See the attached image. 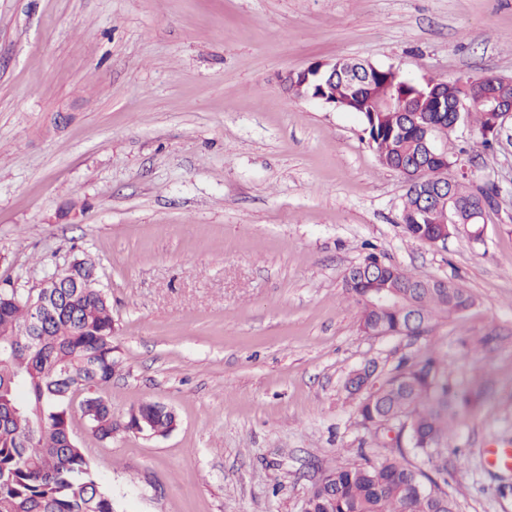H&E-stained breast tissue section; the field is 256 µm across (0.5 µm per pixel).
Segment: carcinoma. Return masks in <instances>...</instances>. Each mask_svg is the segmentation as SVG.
Segmentation results:
<instances>
[{
  "label": "carcinoma",
  "mask_w": 512,
  "mask_h": 512,
  "mask_svg": "<svg viewBox=\"0 0 512 512\" xmlns=\"http://www.w3.org/2000/svg\"><path fill=\"white\" fill-rule=\"evenodd\" d=\"M387 81L381 74L374 86L363 90L339 80L324 89L331 98L352 99L351 110L361 115L380 163L397 172L402 160L424 149L423 134L403 127V112H421L422 124L436 135H448L452 120L447 112L431 111L430 89L450 103L464 100L468 108L462 115L482 132L489 118L480 99L512 95V86L501 84L474 91L439 78L411 87L396 81L389 86ZM454 194L459 205L456 220L464 224L469 200L480 194L492 211L498 190L463 175L455 181ZM416 204V196L406 192L404 232L417 241L430 239L442 230L448 202L439 201L425 216L415 218ZM343 283L347 297L360 308L365 333L379 326L387 335L407 334L409 305L417 307L428 324L474 305L463 286L450 281L446 288H424L423 280L392 264L378 281ZM370 288H394L401 300L388 307L375 305L367 294ZM34 307L44 311L45 335L23 336ZM0 343L11 347L9 359L0 362V512H114L112 495L96 482L84 449L72 439L74 400L82 396V415L101 440L111 439L120 429L165 433L176 416L168 408L144 403L118 423L108 402L95 395L94 390L112 380L117 361L112 305L98 287L94 262L75 260L64 288L49 285L27 297L0 289ZM479 399V392L449 382L447 363L433 354L404 359L385 376L373 377V392L357 405L359 424L397 429L398 455L327 471L310 492L308 512H455V501L444 489L445 464L436 455L459 411L475 407ZM410 455L431 465L434 475L412 463Z\"/></svg>",
  "instance_id": "cac0c4a2"
}]
</instances>
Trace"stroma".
Listing matches in <instances>:
<instances>
[{"mask_svg": "<svg viewBox=\"0 0 512 512\" xmlns=\"http://www.w3.org/2000/svg\"><path fill=\"white\" fill-rule=\"evenodd\" d=\"M335 58L512 78V0H0V288L92 257L120 361L100 395L117 421L179 417L101 441L73 409L115 512H305L325 471L391 453L350 371L430 351L484 392L444 452L457 512H512L492 452L512 449V117L491 151L466 120L441 139L498 207L433 247L405 235L406 182L359 114L280 81ZM371 253L474 306L418 339L365 334L343 275Z\"/></svg>", "mask_w": 512, "mask_h": 512, "instance_id": "1", "label": "stroma"}]
</instances>
